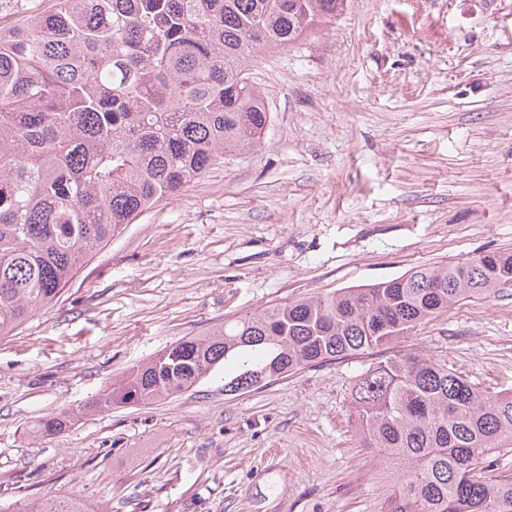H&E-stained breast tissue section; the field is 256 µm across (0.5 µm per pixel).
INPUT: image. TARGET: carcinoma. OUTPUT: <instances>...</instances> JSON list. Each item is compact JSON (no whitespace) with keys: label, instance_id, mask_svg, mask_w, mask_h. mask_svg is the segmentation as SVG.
I'll list each match as a JSON object with an SVG mask.
<instances>
[{"label":"carcinoma","instance_id":"1","mask_svg":"<svg viewBox=\"0 0 512 512\" xmlns=\"http://www.w3.org/2000/svg\"><path fill=\"white\" fill-rule=\"evenodd\" d=\"M347 0H56L0 20V336L52 303L125 224L256 148L269 113L257 53L341 15ZM512 286V254L416 267L224 322L130 368L115 387L40 421L185 392L224 367L234 395L308 365L391 345L429 317ZM361 447L400 470L384 512H512V476L483 475L512 447V393L488 395L420 355L376 363L353 387ZM12 512H95L74 497Z\"/></svg>","mask_w":512,"mask_h":512}]
</instances>
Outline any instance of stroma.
I'll return each instance as SVG.
<instances>
[{
	"instance_id": "stroma-1",
	"label": "stroma",
	"mask_w": 512,
	"mask_h": 512,
	"mask_svg": "<svg viewBox=\"0 0 512 512\" xmlns=\"http://www.w3.org/2000/svg\"><path fill=\"white\" fill-rule=\"evenodd\" d=\"M269 121L94 252L0 336V504L103 512H382L397 479L362 448L352 390L421 354L512 392V287L387 348L243 395L223 372L35 436L43 418L224 321L334 289L512 253V0H349L251 71ZM17 502L9 504L8 510L1 511L13 512H97L90 509L81 499L74 497H49L41 502L23 503L17 507ZM12 509V510H10Z\"/></svg>"
}]
</instances>
